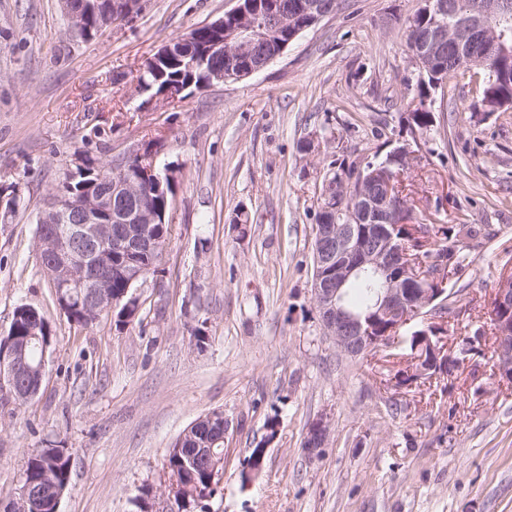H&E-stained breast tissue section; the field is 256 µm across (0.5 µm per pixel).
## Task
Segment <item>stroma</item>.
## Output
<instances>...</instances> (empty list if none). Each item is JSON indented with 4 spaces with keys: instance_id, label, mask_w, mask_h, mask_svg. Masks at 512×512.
I'll use <instances>...</instances> for the list:
<instances>
[{
    "instance_id": "1",
    "label": "stroma",
    "mask_w": 512,
    "mask_h": 512,
    "mask_svg": "<svg viewBox=\"0 0 512 512\" xmlns=\"http://www.w3.org/2000/svg\"><path fill=\"white\" fill-rule=\"evenodd\" d=\"M237 0H143L90 41L69 37L60 0H0V185L25 204L0 223V335L14 309L42 310L52 342L40 391L0 407V496L46 441L71 453L59 512H135L161 492L166 448L200 416L224 413V478L210 512H512V386L491 375V301L512 269V109L475 112V86L422 87L405 23L422 0H343L264 70L182 92L142 90L144 61ZM425 103L433 126L409 125ZM322 135L317 155L298 143ZM174 168L157 273L123 328L68 321L40 267L36 212L63 171L149 148ZM416 145L403 176L418 218L484 224L451 279L442 341L481 334L482 353L448 381L397 386L408 342L340 358L311 294L321 181L331 163H378ZM247 223H237L238 212ZM202 329L203 348L191 334ZM331 422L319 458L309 425ZM266 451L261 473L243 460Z\"/></svg>"
}]
</instances>
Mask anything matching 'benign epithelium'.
I'll use <instances>...</instances> for the list:
<instances>
[{
    "mask_svg": "<svg viewBox=\"0 0 512 512\" xmlns=\"http://www.w3.org/2000/svg\"><path fill=\"white\" fill-rule=\"evenodd\" d=\"M233 11L232 27L205 42L200 58L213 61L232 59L238 76H249L274 61L302 32L329 16L322 0H291L269 13L260 10L258 0H238ZM427 11L434 12L437 29L413 58L423 70L432 71L448 33L454 32L456 42L468 35L483 31L497 37L501 55L512 62V45L505 35H496L488 27L487 19L469 17L452 26L447 23V0H424ZM417 155L407 144L396 148L384 164L375 167L369 176L375 178L372 187L357 193L350 208L351 220L338 224L336 216L327 208L319 210L312 251L316 270L311 292L319 313L322 330L336 348V354L349 358L368 357L390 343L399 330L416 318L438 319L446 322V295L448 278L437 270L428 276L430 287L418 284V275L411 249L395 237L396 229L404 224L400 216L405 209L403 199H394V176L390 166L407 171L414 167ZM164 180L150 163L136 161L119 170V176L100 172L98 182H112V190H97L87 195L71 196L64 191L48 193V200L40 209L43 224H65L64 233L44 236L40 240L39 258L46 263L45 271L52 279L72 276L82 288L92 289L91 298L98 303L92 314L115 311L125 303L128 311L138 310L134 289L140 286L149 268L138 262L143 244L149 242L150 225L154 223L147 199L138 188L161 190ZM120 258L119 272L126 289L119 297L110 294L109 282L100 269ZM375 272L383 275L373 319L362 320L341 303L342 289L354 275ZM495 333L509 348L502 356L497 376L512 380V271L501 274L494 294ZM438 328L414 333V349L419 352L416 361L397 375V382L407 384L428 375L445 376L448 367L455 364L450 355L443 354L439 342L432 340ZM20 370L19 352L11 351L0 358V388L18 399H29L33 394L16 386ZM330 433V422L324 417L315 419L308 428L302 444L310 457L321 453ZM148 512H176L173 495L166 492L151 496Z\"/></svg>",
    "mask_w": 512,
    "mask_h": 512,
    "instance_id": "1",
    "label": "benign epithelium"
}]
</instances>
